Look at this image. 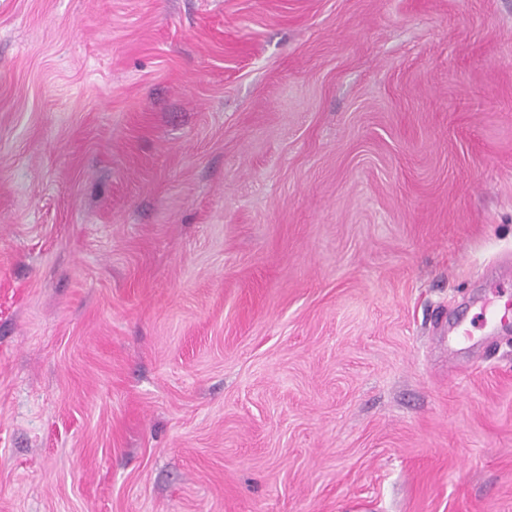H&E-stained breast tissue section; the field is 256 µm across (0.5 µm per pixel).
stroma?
Wrapping results in <instances>:
<instances>
[{"label":"stroma","instance_id":"1","mask_svg":"<svg viewBox=\"0 0 512 512\" xmlns=\"http://www.w3.org/2000/svg\"><path fill=\"white\" fill-rule=\"evenodd\" d=\"M511 272L512 0H0V512H512Z\"/></svg>","mask_w":512,"mask_h":512}]
</instances>
